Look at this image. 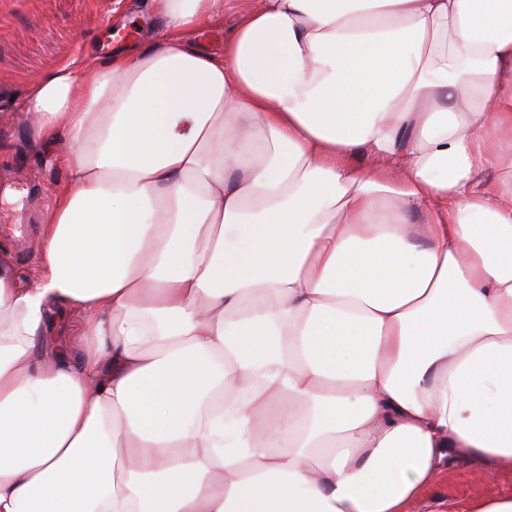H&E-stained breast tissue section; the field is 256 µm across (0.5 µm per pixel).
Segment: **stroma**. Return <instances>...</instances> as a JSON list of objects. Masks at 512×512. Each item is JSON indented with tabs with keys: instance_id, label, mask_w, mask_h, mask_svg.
<instances>
[{
	"instance_id": "stroma-1",
	"label": "stroma",
	"mask_w": 512,
	"mask_h": 512,
	"mask_svg": "<svg viewBox=\"0 0 512 512\" xmlns=\"http://www.w3.org/2000/svg\"><path fill=\"white\" fill-rule=\"evenodd\" d=\"M123 19L112 14L114 0H0V189L22 194L17 207L0 208L19 236L0 238V259L20 277L35 273L42 218L54 190L66 178L57 152L31 154L27 131L15 119L23 89L53 66L82 52L107 55L127 42L148 43L160 23L154 0H130ZM512 493V469L487 480L469 459L456 461L429 494L408 512H466L477 497Z\"/></svg>"
}]
</instances>
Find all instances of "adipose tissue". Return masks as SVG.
Returning <instances> with one entry per match:
<instances>
[{
  "instance_id": "adipose-tissue-1",
  "label": "adipose tissue",
  "mask_w": 512,
  "mask_h": 512,
  "mask_svg": "<svg viewBox=\"0 0 512 512\" xmlns=\"http://www.w3.org/2000/svg\"><path fill=\"white\" fill-rule=\"evenodd\" d=\"M157 8L16 114L68 177L37 275L0 261V512H407L512 468V0ZM224 19L206 27L198 35L199 44L209 52H220L224 44Z\"/></svg>"
}]
</instances>
